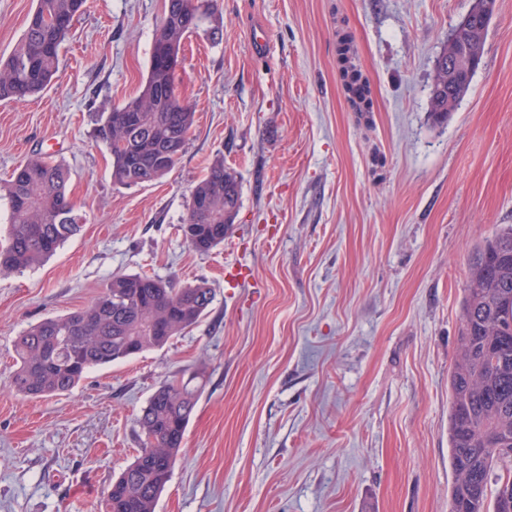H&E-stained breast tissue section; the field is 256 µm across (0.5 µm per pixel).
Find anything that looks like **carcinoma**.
I'll use <instances>...</instances> for the list:
<instances>
[{
  "label": "carcinoma",
  "mask_w": 512,
  "mask_h": 512,
  "mask_svg": "<svg viewBox=\"0 0 512 512\" xmlns=\"http://www.w3.org/2000/svg\"><path fill=\"white\" fill-rule=\"evenodd\" d=\"M86 0H36L28 27L0 59V101L44 91ZM216 0H167L156 23L148 74L135 95L98 115L96 137L112 157V179L123 186L152 182L173 169L189 140L195 111L177 92V70L164 52L200 30L216 40ZM486 27L473 16L451 52L435 66L430 112L442 123L468 92L467 65L448 70V55L465 60L484 50ZM339 74L358 112L372 111L371 90L346 40L337 48ZM68 169L42 157L19 165L0 185L10 220L0 271L41 265L81 228L67 195ZM238 173L218 156L194 186L182 236L198 252L222 244L240 205ZM213 301L205 283L175 288L145 273L117 274L87 307L46 318L15 343L17 368L9 388L42 398L70 393L91 369L166 345L194 325ZM196 376L167 380L138 417L141 442L133 461L112 481L107 512H156L199 398ZM450 512H512V225H505L469 263L457 360L448 376Z\"/></svg>",
  "instance_id": "1"
}]
</instances>
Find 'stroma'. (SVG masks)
I'll return each instance as SVG.
<instances>
[{
  "label": "stroma",
  "instance_id": "obj_1",
  "mask_svg": "<svg viewBox=\"0 0 512 512\" xmlns=\"http://www.w3.org/2000/svg\"><path fill=\"white\" fill-rule=\"evenodd\" d=\"M473 0H217L186 41L196 123L158 181L115 184L95 136L147 76L164 0H86L53 84L0 101V180L63 164L84 224L43 266L0 274V512H106L172 375L200 397L157 512H449L448 376L473 252L512 224V0H495L469 90L430 117L435 63ZM35 0H0V56ZM352 35L372 112L341 88ZM241 183L223 246L180 224L216 156ZM206 282L204 316L72 394L12 392L13 343L117 273Z\"/></svg>",
  "mask_w": 512,
  "mask_h": 512
}]
</instances>
